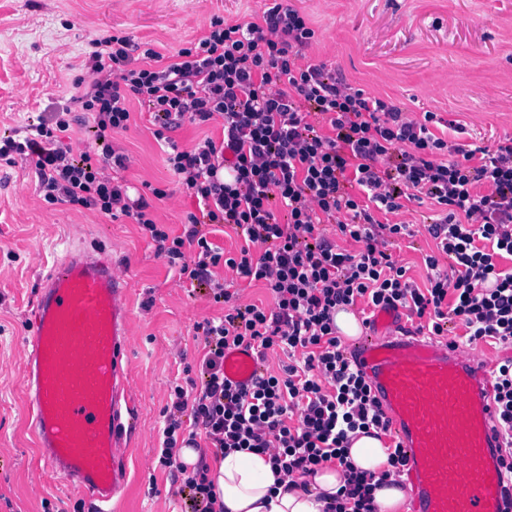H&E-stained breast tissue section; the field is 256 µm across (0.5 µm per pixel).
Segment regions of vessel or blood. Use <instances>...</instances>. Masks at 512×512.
<instances>
[{"label":"vessel or blood","mask_w":512,"mask_h":512,"mask_svg":"<svg viewBox=\"0 0 512 512\" xmlns=\"http://www.w3.org/2000/svg\"><path fill=\"white\" fill-rule=\"evenodd\" d=\"M126 293L105 254L66 253L43 280L28 341L31 431L46 466L94 512H112L124 485L121 418L133 409ZM393 318L378 312L343 343L407 457L409 512H505L490 375L449 341L398 333ZM259 368L252 350L224 354L236 384L249 385Z\"/></svg>","instance_id":"1"}]
</instances>
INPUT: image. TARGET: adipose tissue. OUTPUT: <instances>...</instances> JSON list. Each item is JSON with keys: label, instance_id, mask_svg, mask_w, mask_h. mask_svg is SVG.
<instances>
[{"label": "adipose tissue", "instance_id": "ef3b65f1", "mask_svg": "<svg viewBox=\"0 0 512 512\" xmlns=\"http://www.w3.org/2000/svg\"><path fill=\"white\" fill-rule=\"evenodd\" d=\"M358 468L380 474L388 467V448L381 438L361 435L349 448ZM224 512H323L343 485L340 467L327 463L311 476L277 480L265 456L233 451L209 459Z\"/></svg>", "mask_w": 512, "mask_h": 512}]
</instances>
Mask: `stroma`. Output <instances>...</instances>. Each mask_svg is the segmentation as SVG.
<instances>
[{
	"label": "stroma",
	"instance_id": "stroma-1",
	"mask_svg": "<svg viewBox=\"0 0 512 512\" xmlns=\"http://www.w3.org/2000/svg\"><path fill=\"white\" fill-rule=\"evenodd\" d=\"M316 31L315 61L367 95L390 97L408 112L439 113L462 126L437 136L486 146L512 136V0H287ZM267 0H0V137L28 117L55 111L84 74L89 42L122 32L164 55L199 39L213 17L248 22ZM119 137L130 157V185L166 189L151 199L157 223L183 234L189 198L177 191L166 145L148 112ZM429 204L408 203L389 217L410 237L391 249L417 285L434 241L423 226ZM108 253L127 284L129 384L137 428L123 450L124 487L112 512H179L171 477L159 462L162 411L172 383H186L202 348L197 323L222 316L221 305L190 294L154 252L142 225L108 221L68 205L47 204L29 165L0 161V512H93L47 468L30 427L25 384L32 310L44 277L66 249ZM151 308H143V301Z\"/></svg>",
	"mask_w": 512,
	"mask_h": 512
}]
</instances>
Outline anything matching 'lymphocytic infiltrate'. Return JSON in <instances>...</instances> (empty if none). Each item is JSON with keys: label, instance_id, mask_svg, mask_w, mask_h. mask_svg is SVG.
I'll return each instance as SVG.
<instances>
[{"label": "lymphocytic infiltrate", "instance_id": "lymphocytic-infiltrate-1", "mask_svg": "<svg viewBox=\"0 0 512 512\" xmlns=\"http://www.w3.org/2000/svg\"><path fill=\"white\" fill-rule=\"evenodd\" d=\"M315 37L304 13L274 0L249 22L214 17L202 37L169 56L127 35L94 38L68 104L27 121L23 140L0 142L1 161L33 165L47 204L142 225L157 256L223 306L221 318L198 325L197 383L171 385L163 410L159 461L185 512H217L207 469L175 454L202 442L216 455H267L283 477L338 463L344 484L324 512H378L376 483L399 476L407 460L400 445L390 446L376 479L348 459L357 434L390 426L336 334L338 309L361 302L418 318L420 333L444 336L458 324L468 342L512 345V268L498 265L512 257V137L470 148L437 136V113L404 111L326 63L307 62ZM133 101L149 112L159 140L187 121H222L221 141L175 145L166 157L196 205L185 235L170 236L149 197L120 176L130 158L116 138L131 126ZM80 117L93 138L76 155L61 136ZM426 198L440 213L426 226L437 252L425 258L430 274L421 288L389 250L409 226L387 217ZM214 224L240 237L237 254L208 241L204 229ZM339 237L355 250L336 245ZM219 266L234 280L263 283L271 305L239 303L216 279ZM242 346L261 360L280 348L300 361L278 373L261 368L242 387L224 377L225 351ZM492 378L512 478V359Z\"/></svg>", "mask_w": 512, "mask_h": 512}]
</instances>
